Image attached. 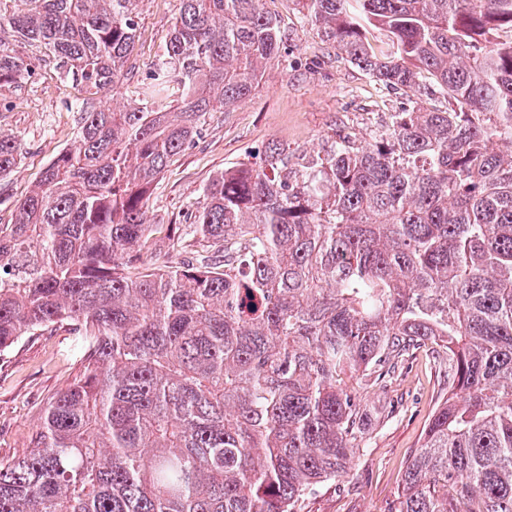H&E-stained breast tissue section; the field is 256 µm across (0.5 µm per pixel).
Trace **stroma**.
I'll return each mask as SVG.
<instances>
[{
    "mask_svg": "<svg viewBox=\"0 0 512 512\" xmlns=\"http://www.w3.org/2000/svg\"><path fill=\"white\" fill-rule=\"evenodd\" d=\"M277 17L287 53L271 62L246 100L216 108L193 141L156 180L147 220L158 227L145 266H179L199 250L198 240H169L171 226L193 223L203 188L224 169L260 155L269 145L298 157L328 148L337 134L360 140L390 124L408 107L321 39L304 0H261ZM138 33L122 83L95 95L81 91L63 63L36 43L15 49L33 74L21 84H0V132L23 144L18 164L0 177V224L11 223L18 201L34 189L43 169L77 138L85 113L135 106L142 81L161 59L180 0H141ZM69 325L21 337L0 356V460L27 453L47 405L83 371L72 353ZM448 391L447 370L430 349L418 350L400 375L365 396L367 434L346 474L309 495L302 512H397L403 471L419 448L427 423Z\"/></svg>",
    "mask_w": 512,
    "mask_h": 512,
    "instance_id": "obj_1",
    "label": "stroma"
}]
</instances>
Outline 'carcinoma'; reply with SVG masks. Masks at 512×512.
Masks as SVG:
<instances>
[{"instance_id":"1","label":"carcinoma","mask_w":512,"mask_h":512,"mask_svg":"<svg viewBox=\"0 0 512 512\" xmlns=\"http://www.w3.org/2000/svg\"><path fill=\"white\" fill-rule=\"evenodd\" d=\"M8 2L0 25L85 93L127 75L139 0ZM305 4L376 81L445 104L224 170L193 224L224 263L145 268L152 184L282 57L259 0H182L139 104L85 113L0 224V353L69 322L84 365L0 462V512H301L360 447L364 394L426 345L448 394L398 512H512V40L486 38L512 32V0ZM29 73L0 37V84ZM20 155L0 133V176Z\"/></svg>"}]
</instances>
